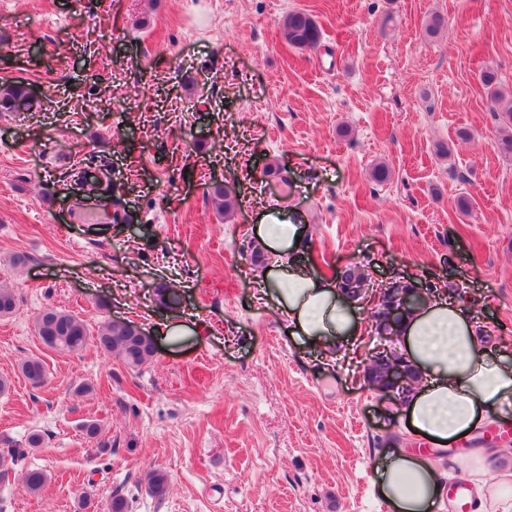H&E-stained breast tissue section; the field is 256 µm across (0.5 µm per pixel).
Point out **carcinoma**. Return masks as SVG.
Returning a JSON list of instances; mask_svg holds the SVG:
<instances>
[{"mask_svg":"<svg viewBox=\"0 0 512 512\" xmlns=\"http://www.w3.org/2000/svg\"><path fill=\"white\" fill-rule=\"evenodd\" d=\"M283 36L289 45L301 50H318L321 47V30L312 15L304 11L289 13L283 21ZM30 106V96L26 86L19 82L0 85V112H17ZM504 122L500 134L501 148L512 152V106L502 112ZM212 202L217 211L226 216L234 211L235 202L231 193L224 185L216 183L210 187ZM366 282L364 272L353 267L347 269L340 287L351 297H356L357 290ZM17 304L15 290L4 281H0V317L11 315ZM35 331L41 342L49 348L79 352L89 343L105 353L115 354L129 368H139L147 364L155 355L152 339L138 331L132 322H103L96 333H91L87 324L78 315L67 310L48 308L38 316ZM400 369L408 378V384L418 382V377L403 364L400 356L395 353L376 357L367 366L368 382L377 389L391 386L392 373ZM23 375L35 386L43 383L45 367L41 360L30 358L22 363ZM48 476L40 469H29L22 477L23 490L30 495L40 493ZM147 487L151 495L161 498L169 489L167 473L153 470L147 475Z\"/></svg>","mask_w":512,"mask_h":512,"instance_id":"cac0c4a2","label":"carcinoma"}]
</instances>
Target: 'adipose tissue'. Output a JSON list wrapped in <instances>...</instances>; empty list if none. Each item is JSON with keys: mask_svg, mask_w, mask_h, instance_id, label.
Masks as SVG:
<instances>
[{"mask_svg": "<svg viewBox=\"0 0 512 512\" xmlns=\"http://www.w3.org/2000/svg\"><path fill=\"white\" fill-rule=\"evenodd\" d=\"M254 236L260 249L276 258L261 277L264 297L275 302L292 335L319 350L320 362L339 358L362 335V322L344 291L299 262L308 225L290 219L287 207L271 204ZM473 316L471 302L437 288L424 294L399 327V352L421 380L404 400L406 423L439 448L469 436L481 422L512 417V361L482 345ZM489 454L475 448L448 459L449 468L474 475L482 503L512 489V472L488 474ZM441 476L425 456L398 449L375 465L373 482L392 512H432Z\"/></svg>", "mask_w": 512, "mask_h": 512, "instance_id": "obj_1", "label": "adipose tissue"}]
</instances>
